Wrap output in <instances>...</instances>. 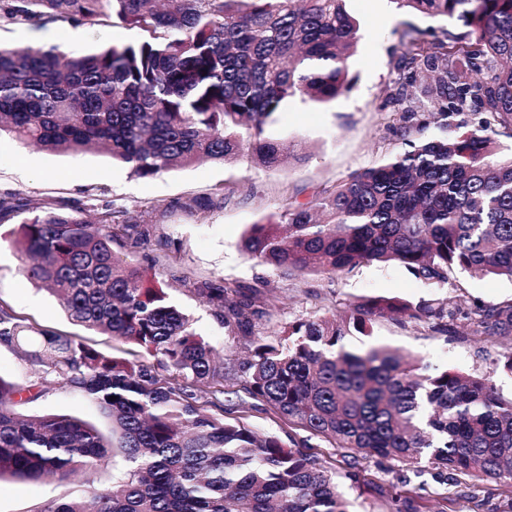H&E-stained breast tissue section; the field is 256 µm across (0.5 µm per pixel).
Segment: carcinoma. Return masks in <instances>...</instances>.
Instances as JSON below:
<instances>
[{
  "label": "carcinoma",
  "instance_id": "carcinoma-1",
  "mask_svg": "<svg viewBox=\"0 0 512 512\" xmlns=\"http://www.w3.org/2000/svg\"><path fill=\"white\" fill-rule=\"evenodd\" d=\"M466 28L450 41L403 31V82L381 93L399 106L402 149L351 173L332 191L288 204L251 225L249 258L290 276L336 275L398 264L429 286L457 269L512 281V156L496 137L512 132V0H400ZM116 19L147 34L65 54L0 48V133L58 154L103 149L141 178L210 160L264 169L304 163L266 127L290 100L328 103L347 91L358 25L345 0H0V23ZM426 112L403 107L407 90ZM478 114L448 132V114ZM224 206L215 192L180 204ZM22 272L70 318L161 358L169 376L100 351L76 336L37 329L0 304V340L48 379L91 399L112 421L106 436L60 414L17 407L47 387L0 376V480L64 483L112 455L123 466L87 494L49 500L36 512H350L335 479L299 449L259 436L242 417L224 418V365L172 304L144 285L146 269L112 244L138 248L152 225L122 211L93 215L79 201L51 206L0 195V219ZM182 281L246 338L238 406L261 401L293 429L335 447L429 468L512 480V347L483 375L427 374L421 360L383 346L352 351L343 339L399 315L450 336H512V302L462 306L451 297L416 304L391 298L352 304L343 315L297 318L267 333V293L223 281ZM466 328L462 334L458 325ZM115 400H110V397Z\"/></svg>",
  "mask_w": 512,
  "mask_h": 512
}]
</instances>
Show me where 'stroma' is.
<instances>
[{"label":"stroma","mask_w":512,"mask_h":512,"mask_svg":"<svg viewBox=\"0 0 512 512\" xmlns=\"http://www.w3.org/2000/svg\"><path fill=\"white\" fill-rule=\"evenodd\" d=\"M357 19L359 41L349 61L352 88L326 104L288 103L274 115L266 131L288 139L295 149L307 152L309 161L283 170L204 162L175 169L154 178H139L102 153L79 156L54 154L20 145L11 135L0 136V193H14L36 203L79 200L94 211L105 208L139 216L152 210L153 228L145 250L119 249L126 262L142 265L146 256H168L157 267L155 279L165 285L170 299L190 314L195 328L224 357L226 369H234L242 354L238 335L214 316L211 306L180 277L194 281L223 280L244 288L269 285L274 290L272 322L283 325L297 317L321 314L325 309L344 310L348 304L368 298H394L418 302L451 296L461 304L479 300L500 303L512 300V282L496 277L473 278L454 271L444 288H431L396 264H371L342 273L333 284L320 276L296 278L281 275L251 260L242 241L251 224L281 211L291 202L331 189L356 170L371 167L396 152L400 142L393 132L395 107L385 102L380 90L398 78L397 63L404 52L401 32L416 28L427 40L452 38L463 29L455 19L433 21L421 14L397 8L394 0H348ZM52 40L40 48L65 53L86 50L100 43L140 40L139 31L109 18L80 27L64 22L48 23ZM219 191L224 206L205 213L166 210L169 202ZM21 259L9 245H0V303L38 328H49L80 337L89 345L134 362L157 365L158 360L110 335L72 322L54 297L20 271ZM344 345L351 350L383 345L402 353L419 355L431 367L467 374L492 370L503 343L431 331L405 319L377 320L370 335L352 334ZM29 414H69L109 431L111 422L88 399L55 384L37 402L26 405ZM251 428L280 440L303 442L305 453L335 476L355 512H384L387 495L399 497L405 512H512V482L481 480L458 475L446 483L432 474L415 475L396 460H380L333 448L322 437L289 429L264 403L244 414ZM84 476L68 483H33L0 480V512H37L51 498L68 500L84 494Z\"/></svg>","instance_id":"35a3bbf8"}]
</instances>
